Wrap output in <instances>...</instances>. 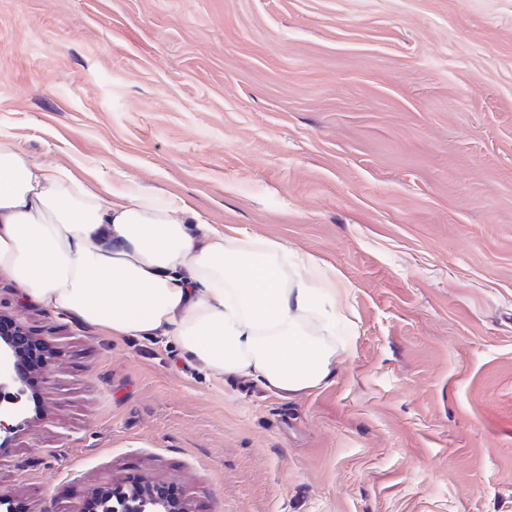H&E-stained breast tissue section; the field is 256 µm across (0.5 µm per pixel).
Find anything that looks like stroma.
<instances>
[{"label": "stroma", "mask_w": 512, "mask_h": 512, "mask_svg": "<svg viewBox=\"0 0 512 512\" xmlns=\"http://www.w3.org/2000/svg\"><path fill=\"white\" fill-rule=\"evenodd\" d=\"M0 131L95 194L184 199L349 286L283 396L0 269L51 356L0 447L21 512H512V0H0ZM164 486H133L120 493H112L101 500V512H187L177 498L164 494Z\"/></svg>", "instance_id": "35a3bbf8"}]
</instances>
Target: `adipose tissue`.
<instances>
[{
    "label": "adipose tissue",
    "mask_w": 512,
    "mask_h": 512,
    "mask_svg": "<svg viewBox=\"0 0 512 512\" xmlns=\"http://www.w3.org/2000/svg\"><path fill=\"white\" fill-rule=\"evenodd\" d=\"M0 268L115 336H164L212 373L296 394L335 375L347 286L310 255L232 238L175 197L88 194L0 133Z\"/></svg>",
    "instance_id": "obj_1"
}]
</instances>
